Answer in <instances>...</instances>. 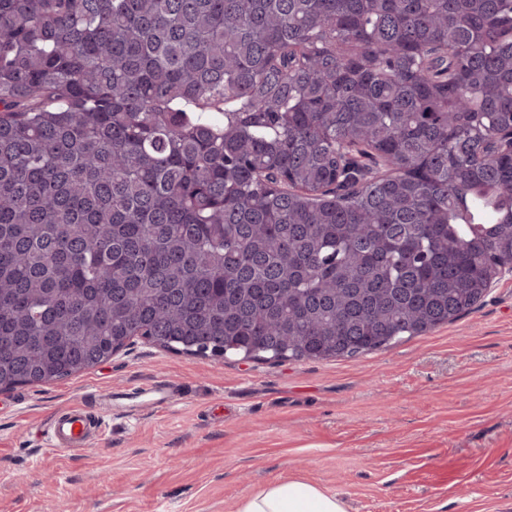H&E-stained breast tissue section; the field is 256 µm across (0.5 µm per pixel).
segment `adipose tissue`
Here are the masks:
<instances>
[{
    "instance_id": "obj_1",
    "label": "adipose tissue",
    "mask_w": 512,
    "mask_h": 512,
    "mask_svg": "<svg viewBox=\"0 0 512 512\" xmlns=\"http://www.w3.org/2000/svg\"><path fill=\"white\" fill-rule=\"evenodd\" d=\"M238 512H345V508L336 494L291 478L247 494Z\"/></svg>"
}]
</instances>
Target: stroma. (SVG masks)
I'll return each mask as SVG.
<instances>
[{
  "label": "stroma",
  "mask_w": 512,
  "mask_h": 512,
  "mask_svg": "<svg viewBox=\"0 0 512 512\" xmlns=\"http://www.w3.org/2000/svg\"><path fill=\"white\" fill-rule=\"evenodd\" d=\"M155 380L182 398L145 407ZM79 404L103 433L49 449L47 421ZM289 478L346 512H512V274L457 321L368 354L222 362L139 341L0 390V512H237Z\"/></svg>",
  "instance_id": "obj_1"
}]
</instances>
